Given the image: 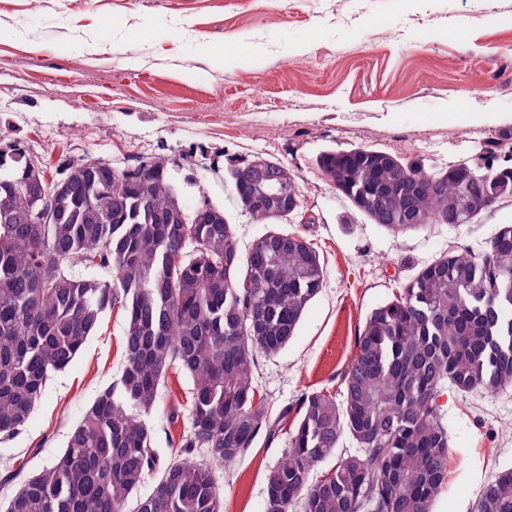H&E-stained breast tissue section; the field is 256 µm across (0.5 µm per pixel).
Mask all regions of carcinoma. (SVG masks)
I'll list each match as a JSON object with an SVG mask.
<instances>
[{
	"mask_svg": "<svg viewBox=\"0 0 512 512\" xmlns=\"http://www.w3.org/2000/svg\"><path fill=\"white\" fill-rule=\"evenodd\" d=\"M263 176L245 179L258 194L247 205L257 224L288 213L280 202L296 183H278L284 165L264 159ZM316 166L336 192L373 223L401 234L430 228L461 208L467 224L512 199V158L458 162L434 174L419 163L358 147L326 150ZM0 440L18 434L53 377L66 370L104 312L124 313L125 365L39 473L20 480L4 512H125L158 465L141 416L151 412L168 370L192 380L189 426L136 512H224L212 467L190 458L208 448L231 464L261 432L273 437L295 413L282 457L265 478L264 512H433L448 478V428L438 398L493 394L512 386V224L487 249L451 246L367 315L339 396L305 392L271 417L254 385L259 355L280 353L325 282L316 249L297 232L271 228L240 253L224 211L198 223L179 217L168 161L124 169L79 159L64 192L33 200L15 144L0 147ZM40 207L53 216L34 224ZM359 451L336 456L342 439ZM337 457L319 477L318 464ZM475 512H512V468L481 487Z\"/></svg>",
	"mask_w": 512,
	"mask_h": 512,
	"instance_id": "carcinoma-1",
	"label": "carcinoma"
}]
</instances>
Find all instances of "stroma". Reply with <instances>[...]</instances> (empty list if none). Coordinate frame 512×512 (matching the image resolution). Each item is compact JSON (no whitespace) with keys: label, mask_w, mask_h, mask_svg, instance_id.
I'll return each instance as SVG.
<instances>
[{"label":"stroma","mask_w":512,"mask_h":512,"mask_svg":"<svg viewBox=\"0 0 512 512\" xmlns=\"http://www.w3.org/2000/svg\"><path fill=\"white\" fill-rule=\"evenodd\" d=\"M455 126H448V117ZM0 141L53 175L82 157L123 169L163 156L182 202L223 210L247 252L266 227L238 203L232 170L288 166L300 209L287 229L327 278L288 346L259 357L272 415L302 393H339L366 316L449 246L484 250L512 201L469 224L394 234L329 185L324 150L368 146L434 172L512 151V0H0ZM124 315L106 311L78 359L49 383L25 427L0 443V478L40 471L124 367ZM192 382L170 370L144 421L167 462ZM451 452L434 512H473L512 468V389L439 398ZM286 434L214 465L224 512H262L265 473Z\"/></svg>","instance_id":"obj_1"}]
</instances>
